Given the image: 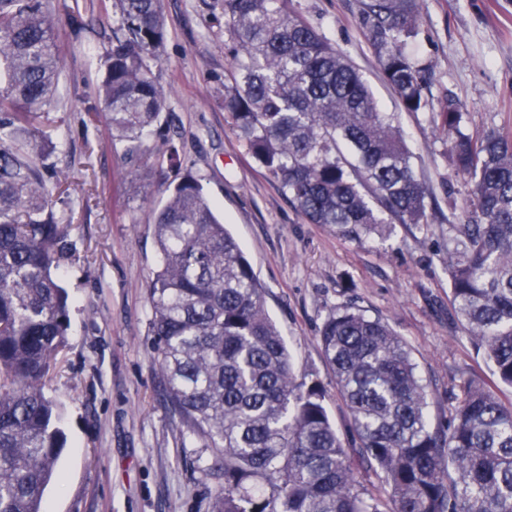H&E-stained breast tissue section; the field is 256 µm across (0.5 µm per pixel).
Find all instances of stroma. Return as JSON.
<instances>
[{
    "instance_id": "obj_1",
    "label": "stroma",
    "mask_w": 512,
    "mask_h": 512,
    "mask_svg": "<svg viewBox=\"0 0 512 512\" xmlns=\"http://www.w3.org/2000/svg\"><path fill=\"white\" fill-rule=\"evenodd\" d=\"M66 3L87 27L76 41L67 18L59 20L62 71L48 112L65 150L49 156L46 178L73 202L77 249L56 272L70 325L48 392L63 407L67 445L45 492L48 512H210L217 483L201 472L205 451L166 401L149 336L154 222L175 178L166 162L171 140L183 172L200 179L250 261L296 375L323 386L338 433L348 436L350 415L319 329L344 306L387 320L406 341L430 424L445 430L464 383L490 373L449 301L448 227L468 221L470 186L431 119L451 103L465 133L512 123V0H418V34L408 47L425 77L416 112L383 77L365 36L364 0H292L392 114L430 190L426 223L384 224L357 237L308 223L235 134L223 104L227 36L208 23L200 0L161 2L166 37L155 71L166 106L135 162L111 147L105 121H86L88 108L102 106L112 2ZM75 154L89 163H72Z\"/></svg>"
}]
</instances>
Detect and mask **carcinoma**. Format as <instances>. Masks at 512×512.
<instances>
[{
    "mask_svg": "<svg viewBox=\"0 0 512 512\" xmlns=\"http://www.w3.org/2000/svg\"><path fill=\"white\" fill-rule=\"evenodd\" d=\"M291 0H203L230 36L224 111L251 155L312 224L369 232L424 223L428 187L392 116L347 59ZM116 28L98 94L112 144L142 153L165 108L154 64L165 41L161 0H112ZM366 36L409 112L423 77L406 51L418 0H367ZM52 0H0V512H45L66 445L46 381L67 344V294L55 275L74 256L71 224L49 206L41 118L60 72ZM447 106L435 128L471 183L473 217L448 225L450 299L494 385L469 381L448 422L431 428L406 342L353 308L325 319L320 342L350 413L346 444L321 385L297 380L240 244L190 174L155 219L158 270L148 287L150 335L171 410L220 481L210 512H512V126L463 134ZM346 145V158L339 144ZM368 185L371 196L361 187ZM374 469L380 489L360 479ZM456 476H451L450 471Z\"/></svg>",
    "mask_w": 512,
    "mask_h": 512,
    "instance_id": "cac0c4a2",
    "label": "carcinoma"
}]
</instances>
